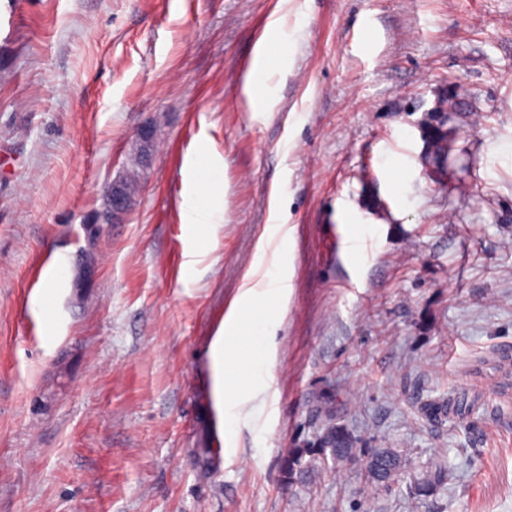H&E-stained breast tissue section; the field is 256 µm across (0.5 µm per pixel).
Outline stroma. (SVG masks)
<instances>
[{
	"label": "stroma",
	"mask_w": 512,
	"mask_h": 512,
	"mask_svg": "<svg viewBox=\"0 0 512 512\" xmlns=\"http://www.w3.org/2000/svg\"><path fill=\"white\" fill-rule=\"evenodd\" d=\"M147 121L132 212L91 232ZM275 224L287 309L225 345L274 365L219 404L211 343ZM509 364L512 0H0V512H512ZM330 420L445 457L444 490L290 481ZM137 152L141 155L142 165L146 166L155 152L156 138L153 129L145 125L134 134ZM196 191L187 194L183 203V222L191 231H207L210 226L216 224L214 219L217 213L215 206L205 207L200 202V195Z\"/></svg>",
	"instance_id": "35a3bbf8"
}]
</instances>
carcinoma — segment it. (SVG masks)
<instances>
[{"instance_id":"1","label":"carcinoma","mask_w":512,"mask_h":512,"mask_svg":"<svg viewBox=\"0 0 512 512\" xmlns=\"http://www.w3.org/2000/svg\"><path fill=\"white\" fill-rule=\"evenodd\" d=\"M428 144L436 160H445L448 156V131L441 127L432 129ZM140 175V161L135 156L125 184V193L132 201L139 191ZM306 456L309 457L307 461L304 460ZM328 463L360 466L368 485L375 490L399 481L407 473L413 500L419 502L443 490L447 474L445 463L439 459L413 469L406 456L395 448H376L366 453L357 447L353 434L330 421L316 437L312 447L295 451L288 462L287 475L290 479L296 476L303 479L310 471Z\"/></svg>"}]
</instances>
